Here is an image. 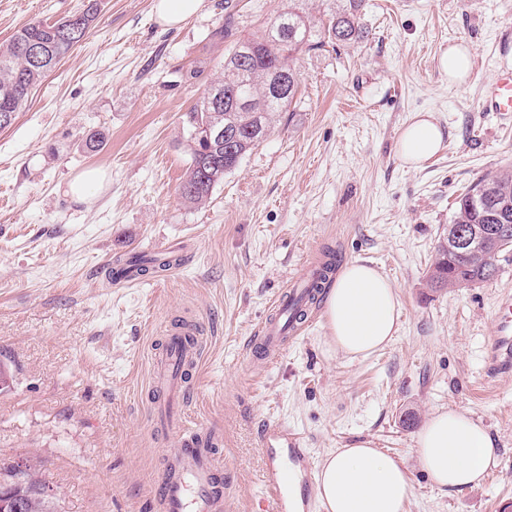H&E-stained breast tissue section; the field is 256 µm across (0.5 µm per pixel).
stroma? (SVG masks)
Masks as SVG:
<instances>
[{"label":"stroma","mask_w":512,"mask_h":512,"mask_svg":"<svg viewBox=\"0 0 512 512\" xmlns=\"http://www.w3.org/2000/svg\"><path fill=\"white\" fill-rule=\"evenodd\" d=\"M85 3L0 0V42ZM152 4L102 0L97 27L0 130V360L14 373L0 392V461H26L57 512H155L166 438L147 401L151 346L181 321L204 350L173 415L222 431L224 512H256L268 423L294 429L317 464L372 440L408 468L406 512H512V378L485 393L474 385L498 297L512 291V253L475 287L427 285L457 198L512 168V121L480 105L482 87L512 69V0H364L367 39L300 56L295 104L198 207L177 194L183 115L232 42L260 34L283 2L203 0L169 29ZM462 40L472 74L456 87L440 59ZM424 111L444 147L413 170L396 143ZM100 129L106 146L85 152L84 133ZM94 167L110 175L103 191L72 198L70 182ZM160 242L191 262L113 287L107 260ZM355 259L398 291L394 341L364 359L336 352L320 304L275 364L251 363L249 340L286 275ZM448 407L469 410L498 452L492 476L452 494L412 452L421 425Z\"/></svg>","instance_id":"stroma-1"}]
</instances>
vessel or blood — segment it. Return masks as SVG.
<instances>
[{
    "label": "vessel or blood",
    "mask_w": 512,
    "mask_h": 512,
    "mask_svg": "<svg viewBox=\"0 0 512 512\" xmlns=\"http://www.w3.org/2000/svg\"><path fill=\"white\" fill-rule=\"evenodd\" d=\"M486 110L512 113V71L500 72L486 86ZM308 274L289 278L287 289L273 317L261 324L251 340L250 351L267 362L285 351L288 305L310 291ZM191 327H170L155 351L151 374L153 389L171 394L189 389L188 375L201 364V344ZM512 375V292L500 295L498 310L485 348L484 367L476 380L480 388L496 385ZM265 455L261 483L268 512H316V469L296 434L278 425H267L260 434ZM224 462L211 446L201 443L193 428L177 425L169 436L162 473L155 485L159 512H223Z\"/></svg>",
    "instance_id": "vessel-or-blood-1"
}]
</instances>
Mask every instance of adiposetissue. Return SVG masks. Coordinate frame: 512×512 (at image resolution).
<instances>
[{"instance_id": "obj_1", "label": "adipose tissue", "mask_w": 512, "mask_h": 512, "mask_svg": "<svg viewBox=\"0 0 512 512\" xmlns=\"http://www.w3.org/2000/svg\"><path fill=\"white\" fill-rule=\"evenodd\" d=\"M443 142L444 130L434 114L414 113L399 134L398 158L409 168H425ZM325 315L329 346L364 358L398 334L401 303L387 276L353 260L335 276ZM414 452L434 486L445 493L478 485L498 459L482 423L470 411L452 407L429 416L415 435ZM411 494L405 463L380 452L369 440L329 453L319 469L318 495L327 512H405Z\"/></svg>"}]
</instances>
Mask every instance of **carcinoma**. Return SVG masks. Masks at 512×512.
Returning <instances> with one entry per match:
<instances>
[{"instance_id":"1","label":"carcinoma","mask_w":512,"mask_h":512,"mask_svg":"<svg viewBox=\"0 0 512 512\" xmlns=\"http://www.w3.org/2000/svg\"><path fill=\"white\" fill-rule=\"evenodd\" d=\"M299 2L288 0L260 35L234 42L224 57L222 79L206 89L197 105L184 115L189 161L178 188L184 202L205 203L224 175L236 170L276 127L298 92L299 78L292 66L296 56L365 38L360 25L363 0H322L324 8L318 16L303 12ZM100 13V0H88L83 10L53 23L32 21L0 44V130L13 124L46 75L96 26ZM235 93L245 100L243 111L252 121L238 112L222 113V123L239 130L235 151L228 154L217 143L194 138L193 131L213 118L215 95L229 99ZM452 223L512 224V171L470 187L460 197ZM498 262L497 257L482 263L452 257L439 243L428 279L432 283L443 279L481 284L496 276ZM116 264L134 267L145 275L168 267L170 262L134 253L116 260ZM4 487L22 495L36 512H56L54 503L43 495L44 482L27 464H0V489Z\"/></svg>"}]
</instances>
